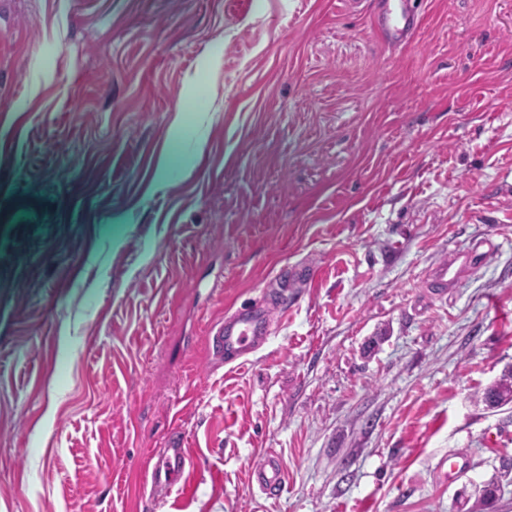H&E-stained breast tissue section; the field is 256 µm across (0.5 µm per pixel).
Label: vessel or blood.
Returning a JSON list of instances; mask_svg holds the SVG:
<instances>
[{
	"instance_id": "vessel-or-blood-1",
	"label": "vessel or blood",
	"mask_w": 512,
	"mask_h": 512,
	"mask_svg": "<svg viewBox=\"0 0 512 512\" xmlns=\"http://www.w3.org/2000/svg\"><path fill=\"white\" fill-rule=\"evenodd\" d=\"M418 27L416 13L408 7V0H384L382 8L374 19V30L386 39L410 40ZM472 263L471 254H464L452 262L442 263L429 273V283L447 287L462 270ZM272 307L261 305L246 307L226 316L223 321L211 326L204 338L207 352L223 356L233 363L245 359L260 346L269 333ZM191 470V457L182 447L168 449L157 462L152 473L153 484L187 492L186 480ZM249 479L251 484L268 492L280 491L285 483V471L274 456L264 455L252 466Z\"/></svg>"
}]
</instances>
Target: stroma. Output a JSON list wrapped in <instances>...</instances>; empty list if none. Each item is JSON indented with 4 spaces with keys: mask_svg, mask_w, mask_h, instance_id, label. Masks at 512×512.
Returning <instances> with one entry per match:
<instances>
[{
    "mask_svg": "<svg viewBox=\"0 0 512 512\" xmlns=\"http://www.w3.org/2000/svg\"><path fill=\"white\" fill-rule=\"evenodd\" d=\"M379 3L0 0V512H512V0ZM374 19V30L385 39L410 40L417 27L418 17L408 8L409 0H383ZM472 264V256L470 253L461 255L450 263H441L432 269L429 273V283L446 288L448 281L456 279L462 270ZM277 310L261 305L241 308L224 320L211 326L204 336L208 353L223 356L226 363L246 360L260 346L269 333L272 312ZM480 400L487 406L502 407L512 402V368L505 371L500 379L488 386L480 395ZM191 469V457L187 448H168L167 453L153 468L152 484H164L169 490L176 488L181 493H187L189 485L186 474ZM249 479L260 490L279 492L285 483V471L278 459L266 454L251 467Z\"/></svg>",
    "mask_w": 512,
    "mask_h": 512,
    "instance_id": "1",
    "label": "stroma"
}]
</instances>
